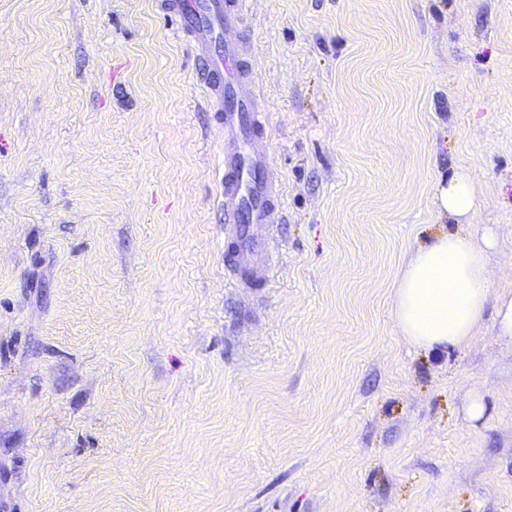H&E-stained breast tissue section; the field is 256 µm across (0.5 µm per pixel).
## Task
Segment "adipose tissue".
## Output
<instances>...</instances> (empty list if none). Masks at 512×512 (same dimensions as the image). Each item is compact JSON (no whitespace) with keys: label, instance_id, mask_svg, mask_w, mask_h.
<instances>
[{"label":"adipose tissue","instance_id":"ef3b65f1","mask_svg":"<svg viewBox=\"0 0 512 512\" xmlns=\"http://www.w3.org/2000/svg\"><path fill=\"white\" fill-rule=\"evenodd\" d=\"M433 198L438 217L453 220L459 229L436 233L410 248L393 288L394 318L413 346L463 348L483 320L496 241L491 233L465 226L475 207L474 186L466 173L437 180Z\"/></svg>","mask_w":512,"mask_h":512}]
</instances>
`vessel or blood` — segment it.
Wrapping results in <instances>:
<instances>
[{"label": "vessel or blood", "instance_id": "vessel-or-blood-1", "mask_svg": "<svg viewBox=\"0 0 512 512\" xmlns=\"http://www.w3.org/2000/svg\"><path fill=\"white\" fill-rule=\"evenodd\" d=\"M247 0H162L167 16L180 25L201 63L199 77L216 104L224 129L221 194L224 235L235 250L227 259L238 287H262L269 249L258 230L279 223L280 188L272 170L265 111L254 91V74L229 30L242 21Z\"/></svg>", "mask_w": 512, "mask_h": 512}]
</instances>
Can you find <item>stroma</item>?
<instances>
[{
  "label": "stroma",
  "instance_id": "stroma-1",
  "mask_svg": "<svg viewBox=\"0 0 512 512\" xmlns=\"http://www.w3.org/2000/svg\"><path fill=\"white\" fill-rule=\"evenodd\" d=\"M238 36L283 215L248 294L160 0H0V512H512L495 303L426 352L391 288L463 171L512 289V0H251Z\"/></svg>",
  "mask_w": 512,
  "mask_h": 512
}]
</instances>
